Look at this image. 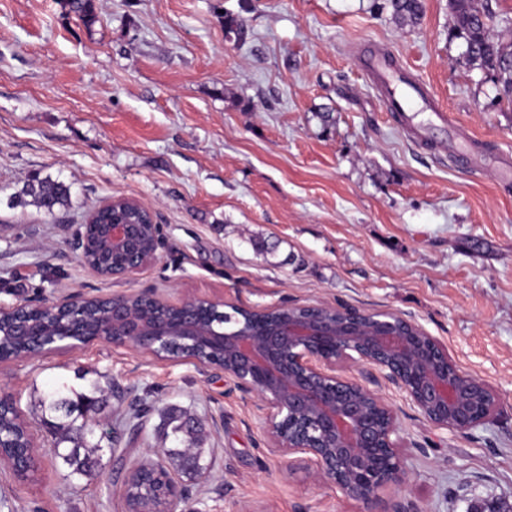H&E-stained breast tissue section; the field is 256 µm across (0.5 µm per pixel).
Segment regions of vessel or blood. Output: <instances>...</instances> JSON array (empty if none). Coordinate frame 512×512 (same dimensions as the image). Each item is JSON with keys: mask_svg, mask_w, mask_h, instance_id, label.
Instances as JSON below:
<instances>
[{"mask_svg": "<svg viewBox=\"0 0 512 512\" xmlns=\"http://www.w3.org/2000/svg\"><path fill=\"white\" fill-rule=\"evenodd\" d=\"M363 68L382 90L386 108L399 125L408 126L412 113L434 110L432 92L399 65L392 53L366 56Z\"/></svg>", "mask_w": 512, "mask_h": 512, "instance_id": "vessel-or-blood-1", "label": "vessel or blood"}]
</instances>
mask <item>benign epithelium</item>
Returning <instances> with one entry per match:
<instances>
[{"label": "benign epithelium", "instance_id": "1", "mask_svg": "<svg viewBox=\"0 0 512 512\" xmlns=\"http://www.w3.org/2000/svg\"><path fill=\"white\" fill-rule=\"evenodd\" d=\"M100 239L114 259L108 267L91 266L98 275L122 278L138 273L157 259V248L145 243L144 226L114 219L97 225ZM151 302L179 313L171 323L133 317L131 301ZM111 309L93 341L128 346L165 361L189 360L202 370L217 369L266 410L272 448L303 466L320 482L336 487L346 499L369 502L389 486L405 480L401 465L397 416L374 390L343 374L356 367L367 378L379 377L402 390L433 425L456 432L483 424L495 406L487 385L459 371L448 351L417 325L396 327L344 305L342 316L328 320L325 304L306 305V315L263 314L275 306H243L208 295H191L171 303L154 290L102 297ZM73 300L19 304L0 314L50 310L57 314ZM204 306L224 318L244 311L254 314L245 327H205L197 310ZM15 334L29 342L30 359L55 350H76L84 341L47 347L45 337L19 323ZM163 452L142 459L124 472L122 490L128 512H175L183 496L178 473L166 467Z\"/></svg>", "mask_w": 512, "mask_h": 512}]
</instances>
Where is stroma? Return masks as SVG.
Returning a JSON list of instances; mask_svg holds the SVG:
<instances>
[{"mask_svg": "<svg viewBox=\"0 0 512 512\" xmlns=\"http://www.w3.org/2000/svg\"><path fill=\"white\" fill-rule=\"evenodd\" d=\"M85 24L63 0H0V306L147 288L175 302L350 305L406 319L497 397L470 431L439 429L385 380L403 483L373 504L344 498L269 450L254 396L222 372L95 342L0 366L40 450L30 478L0 468V512H125L114 459L69 481L38 399L65 382L92 394L126 463L172 447L175 407L200 425L208 478L177 512H512V107L461 61L448 0L398 25L385 0H95ZM245 21L226 36L224 14ZM379 50L432 90L415 146L385 112L361 59ZM474 163L457 167L454 146ZM50 177L70 206L17 194ZM117 198L151 210L163 244L147 269L99 276L80 260L88 215Z\"/></svg>", "mask_w": 512, "mask_h": 512, "instance_id": "stroma-1", "label": "stroma"}]
</instances>
